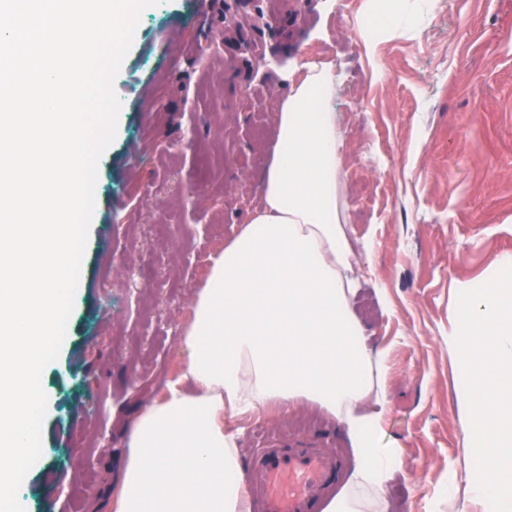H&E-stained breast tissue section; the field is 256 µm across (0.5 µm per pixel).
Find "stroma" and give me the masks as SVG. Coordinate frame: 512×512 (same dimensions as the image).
<instances>
[{
	"instance_id": "stroma-1",
	"label": "stroma",
	"mask_w": 512,
	"mask_h": 512,
	"mask_svg": "<svg viewBox=\"0 0 512 512\" xmlns=\"http://www.w3.org/2000/svg\"><path fill=\"white\" fill-rule=\"evenodd\" d=\"M324 2L142 11L115 80L125 108L98 165L69 336L41 377L47 415L25 512H107L133 420L184 372L180 331L208 256L261 205L284 76L320 57L339 76L330 108L358 252L352 310L383 354L382 440L401 457L371 512H490L471 487L448 330L460 287L512 254V0H429L425 20L369 46L359 29L373 0ZM234 426L246 467L263 440L285 438L353 463L345 428L314 402Z\"/></svg>"
}]
</instances>
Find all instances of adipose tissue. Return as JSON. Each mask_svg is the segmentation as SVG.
Returning a JSON list of instances; mask_svg holds the SVG:
<instances>
[{"mask_svg": "<svg viewBox=\"0 0 512 512\" xmlns=\"http://www.w3.org/2000/svg\"><path fill=\"white\" fill-rule=\"evenodd\" d=\"M275 116L263 206L208 258L181 332L185 371L133 421L112 512H250L234 418L318 402L352 438L348 491L326 512H363L400 465L381 445L373 399L383 356L349 307L351 248L341 225V143L329 108L335 64L303 62Z\"/></svg>", "mask_w": 512, "mask_h": 512, "instance_id": "adipose-tissue-1", "label": "adipose tissue"}]
</instances>
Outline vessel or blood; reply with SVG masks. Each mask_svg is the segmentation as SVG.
Wrapping results in <instances>:
<instances>
[{"label": "vessel or blood", "mask_w": 512, "mask_h": 512, "mask_svg": "<svg viewBox=\"0 0 512 512\" xmlns=\"http://www.w3.org/2000/svg\"><path fill=\"white\" fill-rule=\"evenodd\" d=\"M260 484L251 486L254 512H321L342 467L332 454L305 445L262 449Z\"/></svg>", "instance_id": "vessel-or-blood-1"}]
</instances>
